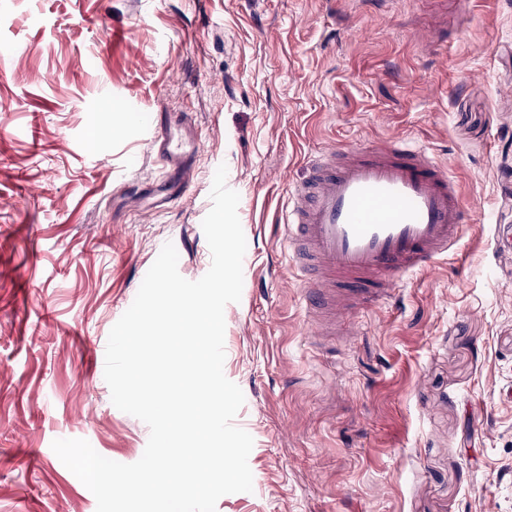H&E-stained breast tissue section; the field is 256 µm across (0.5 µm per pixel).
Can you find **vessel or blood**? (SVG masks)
I'll return each mask as SVG.
<instances>
[{
    "instance_id": "vessel-or-blood-1",
    "label": "vessel or blood",
    "mask_w": 512,
    "mask_h": 512,
    "mask_svg": "<svg viewBox=\"0 0 512 512\" xmlns=\"http://www.w3.org/2000/svg\"><path fill=\"white\" fill-rule=\"evenodd\" d=\"M147 132L152 153L169 169L173 195H181L197 154L184 114L156 113ZM473 220L447 169L408 136L319 153L307 181L290 189L280 218L305 303L321 314L339 303L352 309L390 299L404 277L447 256Z\"/></svg>"
}]
</instances>
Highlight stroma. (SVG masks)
<instances>
[{
  "label": "stroma",
  "mask_w": 512,
  "mask_h": 512,
  "mask_svg": "<svg viewBox=\"0 0 512 512\" xmlns=\"http://www.w3.org/2000/svg\"><path fill=\"white\" fill-rule=\"evenodd\" d=\"M130 105L189 113L178 200ZM402 135L476 220L319 335L283 254L289 188L318 152ZM222 164L247 241L224 374L254 445L252 492L216 512H512V0H0V512H96L54 440L142 456L107 338L166 243L185 279L208 271Z\"/></svg>",
  "instance_id": "stroma-1"
}]
</instances>
